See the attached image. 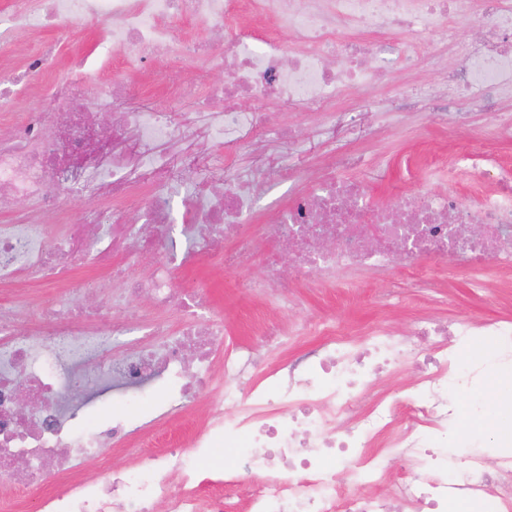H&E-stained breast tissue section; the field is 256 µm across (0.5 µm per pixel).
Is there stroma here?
Here are the masks:
<instances>
[{"instance_id":"obj_1","label":"stroma","mask_w":512,"mask_h":512,"mask_svg":"<svg viewBox=\"0 0 512 512\" xmlns=\"http://www.w3.org/2000/svg\"><path fill=\"white\" fill-rule=\"evenodd\" d=\"M480 35L479 29L460 18L452 29L427 33L426 56L413 68L394 69L373 61V80L354 90L349 99L337 102L327 120L320 121L303 112H273L274 121H288L294 128L296 140L288 145L270 144L269 151L287 155L292 167L307 159L321 163L329 154L352 156L353 165L341 169V176L363 180L382 203L392 202L391 189L395 186L407 192L449 190L447 172L437 170L423 181H413L400 164L404 156L421 150L425 139L444 137L453 147L484 135L489 117L480 112L476 100L471 103L470 114L449 115L447 126H438L431 118L435 107L448 103L447 98L433 94L441 80L442 62L451 59L462 42ZM415 263L422 267H447L453 269L455 276L425 293L411 288L398 268L367 274L355 288L321 285L306 279L299 282L295 302L282 318L291 323L312 317L333 320L357 333L381 326L401 336L409 332L419 315L450 321L471 315L512 317V281L496 269L487 268L486 285L477 290L471 288V272L459 258L419 257ZM209 272L216 283V312L224 318L225 349L254 344L249 326L258 306L265 301L258 287L265 275L263 258H255L246 269L223 271L213 266ZM152 414L151 403L127 405L105 395L90 405L85 420L93 425L115 416L137 421L151 418Z\"/></svg>"}]
</instances>
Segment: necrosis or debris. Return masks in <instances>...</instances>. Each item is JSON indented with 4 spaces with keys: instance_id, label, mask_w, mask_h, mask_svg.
Masks as SVG:
<instances>
[{
    "instance_id": "necrosis-or-debris-1",
    "label": "necrosis or debris",
    "mask_w": 512,
    "mask_h": 512,
    "mask_svg": "<svg viewBox=\"0 0 512 512\" xmlns=\"http://www.w3.org/2000/svg\"><path fill=\"white\" fill-rule=\"evenodd\" d=\"M8 0L0 10V512H18L37 500L40 512H451L467 503L481 512L501 487L500 512H512V455L496 468L471 461L461 479H448V450L462 439L463 423L448 401L452 388L482 380L481 361L459 347L490 336L494 358L512 361V320L471 317L451 323L414 320L410 333L425 347L409 352L374 330L367 346L352 344L334 323L305 320L284 325L270 316L254 329L262 343L278 337L317 336L321 343L292 362L261 366L248 346L228 353L224 369L204 364L224 340V319L212 312L207 278L184 288L174 279L165 248L173 222L190 244L180 263L193 270L220 257L225 268L265 256L269 288L285 308L292 284L279 271L284 253L296 277L357 284L365 272L401 265L417 287L433 278L414 268L417 255H456L482 287L486 267L512 274V164L492 152L438 143L405 160L409 175L443 169L466 187L401 198L378 213L362 183L342 181L335 166L311 174L305 190L267 210L264 240L240 236L254 212L264 179H215L217 162L293 141L288 124L269 109L327 116L338 99L369 82L370 60L395 54L413 64L425 52L414 35L424 21L439 26L467 18L478 40L463 43L448 78L466 92L484 94L486 112L512 92V0ZM102 31L90 49L63 56L54 45L19 52L22 33L52 32L65 39L87 20ZM198 21L224 29L223 44L205 37L187 42L178 23ZM405 31L401 49L382 34ZM129 65L182 66L162 92L164 109L126 105L139 79L104 74L117 58ZM217 71L221 80L208 82ZM50 84L48 113L20 112L14 96ZM250 107H242L241 99ZM193 101L192 111H179ZM54 194H46V187ZM29 206L14 211L16 201ZM82 204L70 222L65 204ZM461 224H481L465 237ZM149 256L147 270L128 277L124 265ZM50 288L53 304L33 311L28 290ZM176 311V330L139 323L136 301ZM413 354L420 364L411 396L385 389L397 363ZM165 380L153 419L131 427L116 420L97 435L74 437L69 426L86 391L144 394ZM32 402L20 410L18 399ZM209 412L194 432L122 478L88 475L79 457L146 439L173 414ZM404 457L408 469L392 477L383 455ZM29 458L27 472L16 458ZM351 469L354 488L336 474Z\"/></svg>"
}]
</instances>
